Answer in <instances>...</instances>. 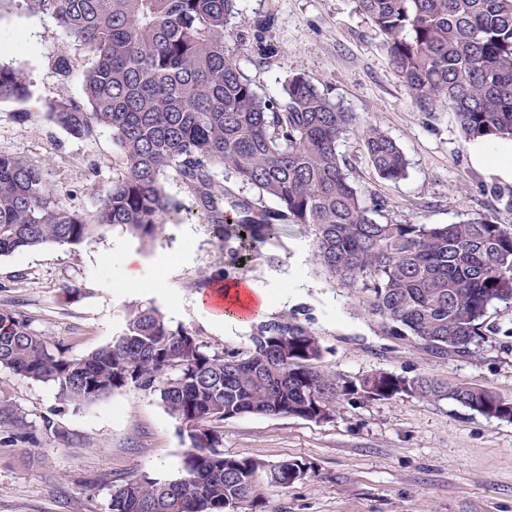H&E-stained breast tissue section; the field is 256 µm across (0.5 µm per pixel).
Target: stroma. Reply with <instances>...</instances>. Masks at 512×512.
Listing matches in <instances>:
<instances>
[{
    "label": "stroma",
    "mask_w": 512,
    "mask_h": 512,
    "mask_svg": "<svg viewBox=\"0 0 512 512\" xmlns=\"http://www.w3.org/2000/svg\"><path fill=\"white\" fill-rule=\"evenodd\" d=\"M355 6V0H239L229 32L260 33L268 48L264 57H241L243 74L268 96L279 94L294 73H305L361 122L380 124L398 142L410 166L395 184L376 175L357 135L340 146L354 182L385 201V218L449 224L485 212L497 180L472 166L454 112L430 115L413 105ZM24 28L35 42L15 49L12 41ZM62 58L70 62L65 77L57 70ZM0 64L18 70L29 86L27 100L0 101V154L47 168L67 205L93 208L119 164L112 133L77 139L48 114L54 100L83 101L89 53L51 17L14 11L0 15ZM20 112L27 121L17 120ZM164 182L188 211L184 223L166 225L146 247L111 227L89 243L0 256V308L23 310L37 331L73 356L112 341L128 313L145 305L208 344L245 346L250 323L217 321L199 304L202 292L225 279L212 228L174 174ZM128 250L152 269L154 283L121 286ZM273 251L279 262L247 263L239 276L273 295L272 312L296 311L308 320L326 349L325 370L434 375L512 397V308L490 311L480 360L439 358L385 335L359 314L347 290L313 265V236L304 227L286 226ZM0 396L24 412L27 432L17 439L0 431V512H110L111 481L182 476L189 440L150 391L131 387L74 409L52 387L0 367ZM47 418L56 432L44 431ZM223 430L226 454L311 463L291 487L266 488V512H512V423L451 400H345L322 422L240 415L225 420Z\"/></svg>",
    "instance_id": "obj_1"
}]
</instances>
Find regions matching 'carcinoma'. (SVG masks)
<instances>
[{
  "instance_id": "1",
  "label": "carcinoma",
  "mask_w": 512,
  "mask_h": 512,
  "mask_svg": "<svg viewBox=\"0 0 512 512\" xmlns=\"http://www.w3.org/2000/svg\"><path fill=\"white\" fill-rule=\"evenodd\" d=\"M238 0H0V13L50 15L92 57L85 104L56 101L52 120L72 136L112 131L120 161L95 208L66 207L45 168L0 154V256L77 245L120 227L144 245L180 223L165 189L175 172L231 260L277 257L288 224L313 234V263L347 288L383 333L435 355L480 359L489 309L512 305V190L488 211L449 224L381 221L382 201L351 179L340 152L359 135L377 176L408 175L402 148L379 125L332 100L304 73L276 97L243 76L238 54L265 48L247 33L227 40ZM383 39L395 75L422 112L451 110L463 138H512V0H357ZM29 95L0 67V101ZM223 168L226 181L215 177ZM274 202L256 210L227 180ZM317 333L296 312L262 317L240 350L214 347L154 306L129 314L105 346L72 356L37 332L24 311L0 309V366L50 384L80 408L128 387L158 394L190 440L178 481L147 475L111 485V512H263L264 486L286 489L307 464L228 455L224 420L243 414L323 421L342 400L451 399L512 422V398L476 385L390 371H325ZM26 425L0 397V428Z\"/></svg>"
}]
</instances>
